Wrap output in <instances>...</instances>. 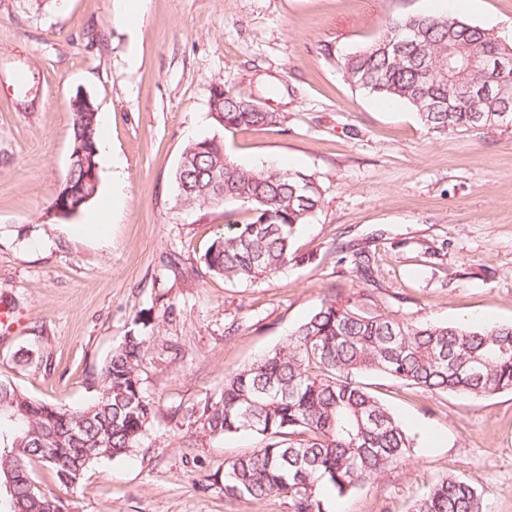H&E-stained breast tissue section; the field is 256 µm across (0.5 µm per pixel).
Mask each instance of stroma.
<instances>
[{
  "label": "stroma",
  "mask_w": 512,
  "mask_h": 512,
  "mask_svg": "<svg viewBox=\"0 0 512 512\" xmlns=\"http://www.w3.org/2000/svg\"><path fill=\"white\" fill-rule=\"evenodd\" d=\"M455 16L512 44V0H461ZM137 4V28L122 4ZM440 0H0V379L61 408L97 395L101 366L129 330L147 338L140 386L154 416L132 455L93 464L64 488L69 512H291L287 497L228 501L224 467L258 438L204 432L199 416L224 376L271 350L329 293L417 323H512V128L428 132L406 104L355 91L341 58L404 13ZM25 84H16L18 74ZM222 85L279 124L225 131L210 107ZM89 96L119 163L98 167L117 192L112 220L85 234L96 205L54 214L67 169L72 101ZM213 138L246 169L289 161L323 203L293 240L301 262L254 283L207 273L203 256L242 204L179 207L187 143ZM373 262L364 282L349 260ZM371 390L415 440L409 461L328 512H407L457 475L486 512H512V391L435 394L385 377Z\"/></svg>",
  "instance_id": "stroma-1"
}]
</instances>
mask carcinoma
Here are the masks:
<instances>
[{
	"mask_svg": "<svg viewBox=\"0 0 512 512\" xmlns=\"http://www.w3.org/2000/svg\"><path fill=\"white\" fill-rule=\"evenodd\" d=\"M474 56L490 72L474 88L476 104L460 99L474 80L466 61ZM512 45L488 29L447 14H407L389 20L364 47L340 62L355 90L408 105L433 133H483L512 121ZM211 110L224 130L272 126L276 112L222 90ZM99 145L97 110L73 111L71 148ZM222 170L224 195L211 185ZM188 209L216 202L242 203L248 222L229 224L204 256L207 271L226 281L269 277L297 260L293 238L322 205L312 174L244 169L216 139L188 143L175 176ZM361 278L372 277L371 258L353 254ZM145 339L132 331L113 350L97 377V398L74 409L33 399L0 379V476L6 512H66L65 503L42 491L33 465L51 469L73 486L87 469L125 457L139 447L154 415L141 390L137 367ZM381 375L405 386L474 398L512 390V323L416 324L362 311L340 292L275 348L236 369L201 414L213 436L251 434L263 444L224 467V498L260 501L284 494L293 512H327L322 490L351 495L385 470L411 457L413 440L400 418L365 386ZM408 512H483L481 494L466 480L439 478Z\"/></svg>",
	"mask_w": 512,
	"mask_h": 512,
	"instance_id": "1",
	"label": "carcinoma"
}]
</instances>
